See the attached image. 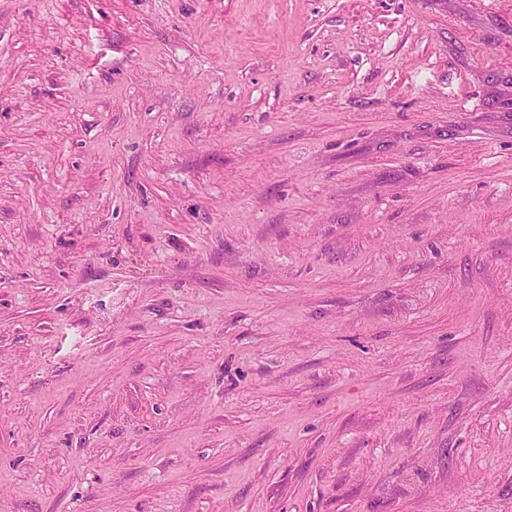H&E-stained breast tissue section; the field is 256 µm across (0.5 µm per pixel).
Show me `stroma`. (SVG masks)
Here are the masks:
<instances>
[{"label":"stroma","instance_id":"35a3bbf8","mask_svg":"<svg viewBox=\"0 0 512 512\" xmlns=\"http://www.w3.org/2000/svg\"><path fill=\"white\" fill-rule=\"evenodd\" d=\"M0 512H512V0H0Z\"/></svg>","mask_w":512,"mask_h":512}]
</instances>
